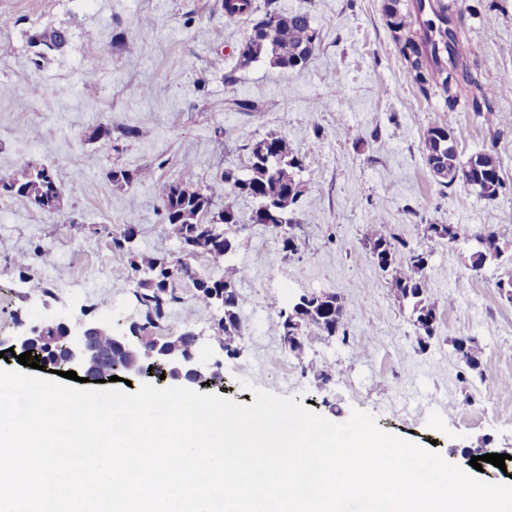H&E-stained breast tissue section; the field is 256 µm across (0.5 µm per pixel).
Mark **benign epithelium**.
Here are the masks:
<instances>
[{"mask_svg": "<svg viewBox=\"0 0 512 512\" xmlns=\"http://www.w3.org/2000/svg\"><path fill=\"white\" fill-rule=\"evenodd\" d=\"M97 336L112 337V351L109 355L125 375L146 377L145 361L152 362L182 387L197 385L198 377L211 371V367L195 358L194 349L185 348L180 337H152L153 344L146 346L138 335L136 326H131L123 334H115L109 325L88 322L82 318H55L31 327L15 339L21 350L42 348L40 357L47 365H61L70 370H79L83 377L98 379L96 364L102 356L93 340Z\"/></svg>", "mask_w": 512, "mask_h": 512, "instance_id": "1", "label": "benign epithelium"}]
</instances>
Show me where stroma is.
Returning <instances> with one entry per match:
<instances>
[{"mask_svg": "<svg viewBox=\"0 0 512 512\" xmlns=\"http://www.w3.org/2000/svg\"><path fill=\"white\" fill-rule=\"evenodd\" d=\"M222 3L0 0V16L13 21L0 46V176L31 158L64 173L59 212L0 195V369L20 367L1 357L9 339L48 318L106 320L119 334L143 322L138 278L104 230L135 225L137 253L176 255L162 192L185 180L212 190L215 208L231 207L241 220L233 255L242 272L241 336L234 352L221 349L213 340L220 311L198 307L185 280L175 283L182 301L166 309L159 333L197 335L196 357L222 375V397L249 405L258 387L337 423L367 412L381 429L465 470L478 450L512 448V303L496 288L512 277V249L477 271L469 262L477 234L495 229L512 239V0L457 2L491 103L488 121L463 104L442 112V99L408 80L382 0H273L279 11L308 13L319 34L309 65L295 71L265 59L239 67L251 24L227 18ZM142 18L153 23L150 35L136 29ZM59 27L70 34L67 45L34 64L29 35ZM238 99L254 111H237ZM438 114L464 130L461 159L493 151L502 179L494 200L434 179L422 141ZM100 126L111 128V142L93 139ZM129 126L137 138L123 137ZM223 129L232 137L221 144ZM271 136L286 138L304 162L293 254L281 234L252 222L255 200L215 185ZM115 166L154 174L116 188L107 182ZM381 219L409 245H431L424 274L441 319L427 348L366 246L367 228ZM430 224L458 227L459 240H427ZM38 243L55 250L54 265H12ZM90 264L112 272L119 287L83 279ZM322 293L340 298L349 339L314 337L295 355L280 340L279 313ZM462 336L479 347L480 370L459 361L453 341Z\"/></svg>", "mask_w": 512, "mask_h": 512, "instance_id": "obj_1", "label": "stroma"}]
</instances>
